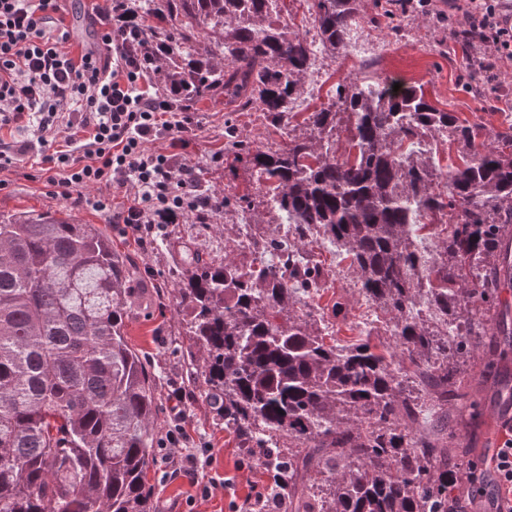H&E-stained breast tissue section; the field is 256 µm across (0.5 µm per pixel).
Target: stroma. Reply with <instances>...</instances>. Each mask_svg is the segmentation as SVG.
I'll return each instance as SVG.
<instances>
[{
	"label": "stroma",
	"mask_w": 512,
	"mask_h": 512,
	"mask_svg": "<svg viewBox=\"0 0 512 512\" xmlns=\"http://www.w3.org/2000/svg\"><path fill=\"white\" fill-rule=\"evenodd\" d=\"M101 0H67L65 23L72 32L73 52L92 46L96 29L89 12ZM403 37L393 42L387 30H376L360 23L357 32L372 44L371 55L346 51L327 57L323 68V85L319 96L303 101L296 108L288 129L300 136L305 132L303 119L314 107L327 103L332 86L348 77L372 74L396 78L423 86L431 100L440 106L464 113L490 127L512 124V100L495 105L466 93L462 84L469 73V61L461 53L446 55L434 52L433 42L444 38L445 28L435 25L433 16L406 18L401 22ZM373 67H366L367 59ZM193 117L202 126L201 132L181 159L190 173H202L203 192L208 194L242 195L256 190L254 178L242 168L227 171L220 156L227 148L226 126H233L240 137L257 145L281 141L280 132L266 125L257 112L227 113L223 99L204 100L197 104ZM0 219L20 214L70 215L81 224H95L112 239V246L128 262L131 277L130 304L126 310V336L129 343L145 358L151 369L162 374L157 431L166 434L182 426L186 438L181 444L183 454L199 459V483L191 485L176 473L166 460L164 449H156V462L149 474L156 512H233L242 504L252 485L267 483L269 473L261 466L239 469L244 451L239 448L232 430L215 416L201 397L200 382L191 379L182 363L181 352L187 341L180 334L178 314L172 301L171 283L183 265L186 249H197L220 260L234 254L237 261L252 262L254 255L237 250L239 215L228 212L210 224L198 223L195 216H186L167 225L163 236L151 248H142L132 236L123 234L111 214L72 200L52 197L50 188L40 178L28 179L13 171L0 173ZM316 260L322 261L326 277L312 298L314 306L331 309L336 300V281L348 271L335 248L323 238L312 245ZM495 362L509 385L503 394L491 393L492 380L486 379L488 362ZM466 371L470 376L475 405L467 409L463 424L454 428L461 444L473 448L475 459L483 465L484 476L475 485L462 484L458 492L464 512H490L497 493L492 458L504 442L512 438V336L498 339L496 350L481 349L470 357ZM210 484L209 495H202L201 484Z\"/></svg>",
	"instance_id": "1"
}]
</instances>
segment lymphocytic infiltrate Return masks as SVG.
<instances>
[{"label":"lymphocytic infiltrate","instance_id":"1","mask_svg":"<svg viewBox=\"0 0 512 512\" xmlns=\"http://www.w3.org/2000/svg\"><path fill=\"white\" fill-rule=\"evenodd\" d=\"M63 13V0H0V129L30 132L23 140L0 139V171L39 156L54 196L65 200L92 187H131L119 210H110L104 196L91 205L111 212L113 223L144 246L154 243L165 217L205 219L210 199L186 180L175 156L197 126L187 107L152 91L153 61L128 0L97 8V42L77 54ZM447 18L474 27L491 60H512V0H448ZM163 134L171 153L150 151Z\"/></svg>","mask_w":512,"mask_h":512}]
</instances>
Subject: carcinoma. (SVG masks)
<instances>
[{"mask_svg": "<svg viewBox=\"0 0 512 512\" xmlns=\"http://www.w3.org/2000/svg\"><path fill=\"white\" fill-rule=\"evenodd\" d=\"M266 0H130L158 90L195 106L257 108L279 129L301 97L312 43L273 20ZM371 7L375 28L409 0H309L331 55ZM353 77L303 120L304 136L232 145L294 223L276 270L187 257L173 284L190 375L259 465L285 512H448L457 470L472 465L448 425L420 422L425 394L470 407L468 358L512 330L498 311L512 287V125L499 129L429 100L423 86ZM469 86L500 94L472 65ZM348 148L336 150L339 115ZM448 131L459 163L419 148ZM258 211L216 196L218 215ZM437 229L439 260L417 275L416 231ZM335 241L395 345L339 347L305 299L324 269L290 260ZM129 270L94 224L52 215L0 221V512H154L158 374L125 332ZM456 325L440 333L432 316ZM411 382L418 391L407 389Z\"/></svg>", "mask_w": 512, "mask_h": 512, "instance_id": "1", "label": "carcinoma"}]
</instances>
